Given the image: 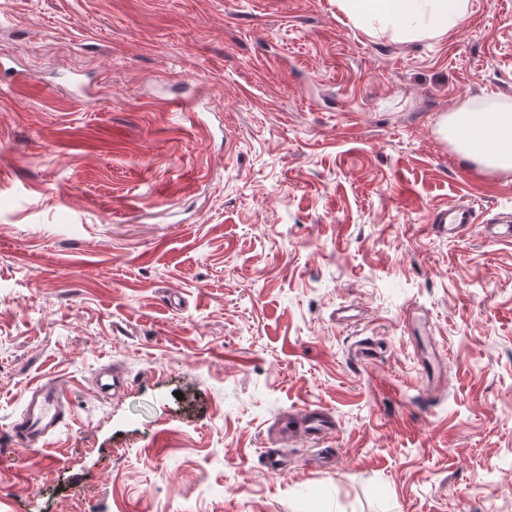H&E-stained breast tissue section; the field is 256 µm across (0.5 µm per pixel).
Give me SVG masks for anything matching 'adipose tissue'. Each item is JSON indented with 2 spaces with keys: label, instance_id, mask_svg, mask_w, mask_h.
Here are the masks:
<instances>
[{
  "label": "adipose tissue",
  "instance_id": "obj_1",
  "mask_svg": "<svg viewBox=\"0 0 512 512\" xmlns=\"http://www.w3.org/2000/svg\"><path fill=\"white\" fill-rule=\"evenodd\" d=\"M336 6L355 28L398 42L442 36L470 8L469 0H336ZM437 132L484 168L512 170V108L474 110L464 104L439 118ZM490 135L496 144H487Z\"/></svg>",
  "mask_w": 512,
  "mask_h": 512
}]
</instances>
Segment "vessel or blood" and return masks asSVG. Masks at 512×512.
<instances>
[{"instance_id":"1","label":"vessel or blood","mask_w":512,"mask_h":512,"mask_svg":"<svg viewBox=\"0 0 512 512\" xmlns=\"http://www.w3.org/2000/svg\"><path fill=\"white\" fill-rule=\"evenodd\" d=\"M428 221L452 241L465 237L473 224L479 223L487 239L512 242V216L500 214L482 223L478 220L475 207L463 201L436 208ZM65 399V391L57 383L48 381L32 388L20 417L12 423L6 435L0 436V450L11 452L20 448L46 446L50 437L65 422ZM333 431V417L323 407L303 409L278 424V433L284 438L300 434L321 440L328 438Z\"/></svg>"}]
</instances>
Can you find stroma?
I'll return each mask as SVG.
<instances>
[{"instance_id": "35a3bbf8", "label": "stroma", "mask_w": 512, "mask_h": 512, "mask_svg": "<svg viewBox=\"0 0 512 512\" xmlns=\"http://www.w3.org/2000/svg\"><path fill=\"white\" fill-rule=\"evenodd\" d=\"M467 101L512 103V0L404 43L335 0H0V434L68 400L0 512H512V243L427 222L512 210L436 132ZM308 406L334 436L268 470ZM427 222L437 224L439 231L448 235L449 240L455 241L465 237L473 224H477L478 215L470 203L454 201L436 208ZM125 381V376L120 374L114 366H112V373L108 367H103L99 369L95 376L96 388L103 395L109 394L111 390L114 393ZM65 391L55 382L47 381L32 388L24 409L0 437V451L45 447L49 438L65 423Z\"/></svg>"}]
</instances>
